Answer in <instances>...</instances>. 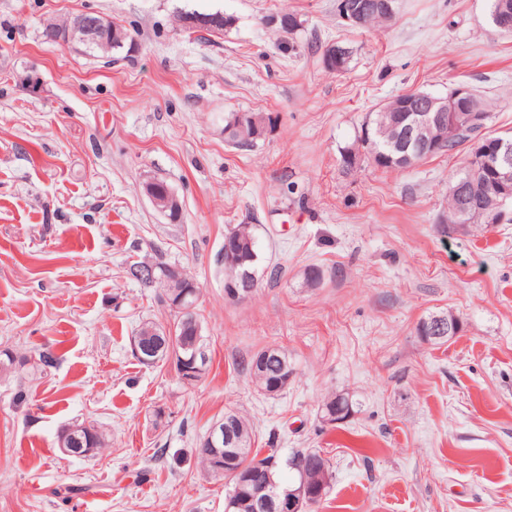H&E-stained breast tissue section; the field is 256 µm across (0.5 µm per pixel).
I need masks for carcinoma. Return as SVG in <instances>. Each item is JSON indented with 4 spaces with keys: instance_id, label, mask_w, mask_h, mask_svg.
<instances>
[{
    "instance_id": "obj_1",
    "label": "carcinoma",
    "mask_w": 512,
    "mask_h": 512,
    "mask_svg": "<svg viewBox=\"0 0 512 512\" xmlns=\"http://www.w3.org/2000/svg\"><path fill=\"white\" fill-rule=\"evenodd\" d=\"M489 16L491 23L499 31L512 33V0H490ZM288 26L279 28L282 34L280 49L283 52H294L298 47L297 35L303 29V21L294 13H286ZM421 94V91H410L396 96L384 104L388 111H377L370 114L366 125L362 127L361 135L356 142L341 148L342 167L346 171L357 168L362 158L384 170H403L411 168L420 162L435 156L449 155L466 149V155L461 171L448 182L447 207L443 213L442 223L448 225L469 226L484 223V212L497 204V189L488 161L492 156L485 155V160L477 158L475 142H483V146L492 149L493 145L502 140L499 135H493L489 130L473 132L471 128H463L457 137L443 144L435 151L411 148L403 151L396 146V129L390 122V117L403 109V103ZM247 126H241L239 114L233 113L224 119V139L236 148H251L257 144L252 137L253 131L271 126L272 119L259 112L245 113ZM235 250L237 262L224 265V278L243 288H256L258 284V267L262 260L258 228L255 224H237L224 234ZM158 278L155 286L160 288L157 293L159 302L170 312L171 320L167 322L146 321L135 333V338L146 342L158 350L157 362H168L169 352L164 328L175 329L176 339L183 347L194 345L200 348V365L202 371L197 380H202L209 371L211 356L207 340L197 341L194 328L189 322L179 317V311L174 307L175 294L178 288L169 281V272L173 265L166 262L156 263ZM248 370L259 384L264 394L276 396L288 387L294 376V367L288 357V352L281 347H267L250 357ZM357 403L345 395L333 394L323 400L319 408L322 422L334 425L346 420L356 413ZM224 447L239 448L235 467L244 471L266 474L283 490H294L306 486L315 492L311 503L316 504L327 496L334 479L333 466L330 460L316 449L303 448L296 451L289 459L288 465L296 472V480L284 484L278 479L277 461L274 455L259 457L260 449L252 447V431L247 421L235 412L224 413ZM78 440L73 442L76 448L105 447L106 440L101 432L92 426L79 424ZM196 465L210 476L224 474V469L216 467L215 453L210 448L200 444L194 449ZM230 490L225 500L231 504L230 512H253L249 499L250 486L241 484L236 478H229Z\"/></svg>"
}]
</instances>
